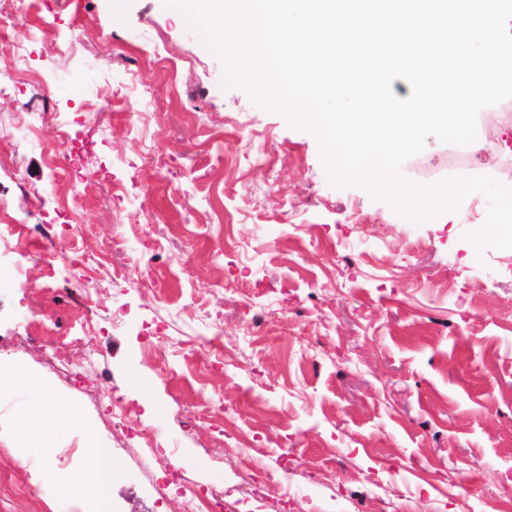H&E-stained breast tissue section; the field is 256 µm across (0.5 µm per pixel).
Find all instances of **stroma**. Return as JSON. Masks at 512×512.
I'll list each match as a JSON object with an SVG mask.
<instances>
[{
	"label": "stroma",
	"instance_id": "stroma-1",
	"mask_svg": "<svg viewBox=\"0 0 512 512\" xmlns=\"http://www.w3.org/2000/svg\"><path fill=\"white\" fill-rule=\"evenodd\" d=\"M18 41L23 85L0 95V365L90 428L29 424L37 393L1 391L0 512H75L33 491L43 466L79 469L96 446L114 472L88 483L101 512H187L186 484L221 492L218 512H512V249L480 263L462 238L484 195L416 226L330 187L313 137L223 89L162 0H19L1 70ZM477 134L481 155L433 136L404 174L479 162L511 185L512 98ZM61 141L80 183L40 151ZM75 195L85 232L56 249L101 255L81 280L44 262L37 233Z\"/></svg>",
	"mask_w": 512,
	"mask_h": 512
}]
</instances>
